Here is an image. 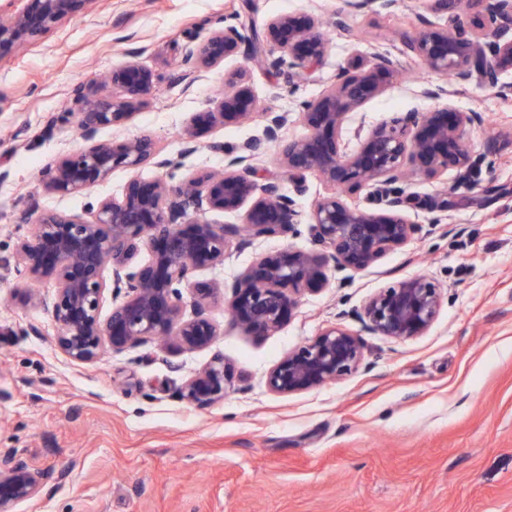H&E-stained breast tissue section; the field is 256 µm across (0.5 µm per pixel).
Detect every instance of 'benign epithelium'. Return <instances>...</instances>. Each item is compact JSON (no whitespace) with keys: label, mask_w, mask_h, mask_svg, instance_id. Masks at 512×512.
<instances>
[{"label":"benign epithelium","mask_w":512,"mask_h":512,"mask_svg":"<svg viewBox=\"0 0 512 512\" xmlns=\"http://www.w3.org/2000/svg\"><path fill=\"white\" fill-rule=\"evenodd\" d=\"M91 0H27L19 13L0 21V59L39 38L60 21L86 12ZM267 43L278 53L269 66L288 72L309 69L324 56L326 42L318 19L278 15L263 34L224 21L202 41H190L181 58L185 81L240 53ZM406 52L430 70L450 73L460 85L477 79L501 100L512 101V0H480V9L467 28L430 24L405 43ZM397 72L387 54L336 73L319 96L303 100L299 116L308 128L300 139L282 140L288 113L263 114L262 135L230 150L215 140L209 148L224 154V173L198 172L178 185L158 178L131 179L121 196L103 200L92 217L44 211L34 234L17 247L15 266L55 283L51 316L55 343L70 360L94 363L109 348L115 352L152 342L168 341L189 349L213 344L218 328L207 315L216 296L214 286L193 280V272L224 263L232 248L250 238L289 234L299 223L295 200L274 181L257 183L250 165L262 141L275 142L281 164L295 176L318 174L332 188L312 213L309 234L317 249L284 248L257 259L234 285L229 303L233 322L244 332L264 336L289 319L299 299L328 285L325 267L365 270L388 252L408 243L419 232L407 209L418 205L397 183L408 173L426 180L455 169L462 179L472 167L466 128L480 125L479 111H456L448 106L428 112H402L362 132L352 148L343 138L348 115L381 95ZM228 89L216 106L205 112L209 124H238L257 114L256 100L246 76L230 72ZM108 83L121 96H103L82 88L74 95V111L84 142L79 150L61 156L54 165L48 189L60 194L80 193L105 180L117 167L150 164L169 169L173 160L160 155L148 136L121 142L97 139L100 129L122 126L155 90L154 72L135 61L114 67ZM197 121L183 131V152L197 145ZM372 189L374 207L346 203L340 192ZM244 212L247 236L232 224H218L208 213ZM144 248L153 249L145 264L135 263ZM111 268L112 279L104 271ZM123 296L108 317H101L106 290ZM195 295L194 310L185 316L182 290ZM442 303L438 285L418 275L380 289L364 308L366 328L378 335L404 341L423 335L435 321ZM364 346L350 330L333 326L308 344L289 352L268 373L270 391L289 395L324 386L352 374L362 364ZM233 378L224 355L215 354L198 375L175 389L179 399L199 407L224 399ZM44 489L42 474L12 448L0 450V512H12L20 502L38 498Z\"/></svg>","instance_id":"benign-epithelium-1"}]
</instances>
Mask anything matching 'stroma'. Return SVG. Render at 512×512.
I'll list each match as a JSON object with an SVG mask.
<instances>
[{
    "mask_svg": "<svg viewBox=\"0 0 512 512\" xmlns=\"http://www.w3.org/2000/svg\"><path fill=\"white\" fill-rule=\"evenodd\" d=\"M288 14L323 18L327 47L313 69L291 81L238 55L178 82L184 47L224 17L260 32L272 16ZM425 18L448 23L431 0L390 8L374 0L368 11L346 0H91L85 14L0 60V260L13 257L41 211L84 215L135 176L176 184L223 169L208 142L234 147L259 138L261 113H289L287 136L304 137L298 103L321 94L357 57L391 54L399 78L351 116L345 137L398 112L436 107L419 88L446 84L448 75L403 52ZM128 60L157 75L156 89L130 122L98 137L149 136L174 168L119 167L86 191L51 192L50 169L82 145L75 89L101 88L103 76ZM235 70L247 76L258 117L204 129L199 149L183 153L182 129L214 107ZM448 103L485 116L464 134L473 178L461 182L451 169L436 181L403 183L418 200H451L441 223L430 210L410 209L421 227L411 242L366 270L328 268V287L303 297L275 333L235 326L225 294L255 258L288 245L312 249V211L330 189L313 173L295 183L268 142L254 177L279 182L300 222L287 237L253 239L224 264L195 272L222 290L209 307L222 331L211 348L146 344L73 362L54 341L53 280L0 270V448L17 449L45 475L42 495L13 512H512V147L487 151L490 139L512 137V102L474 81L453 87ZM423 274L442 293L429 330L406 341L368 331L369 299ZM335 325L361 338L358 370L316 389L271 392L270 369ZM216 353L245 376L222 401L198 407L165 391L168 380L194 376Z\"/></svg>",
    "mask_w": 512,
    "mask_h": 512,
    "instance_id": "stroma-1",
    "label": "stroma"
}]
</instances>
